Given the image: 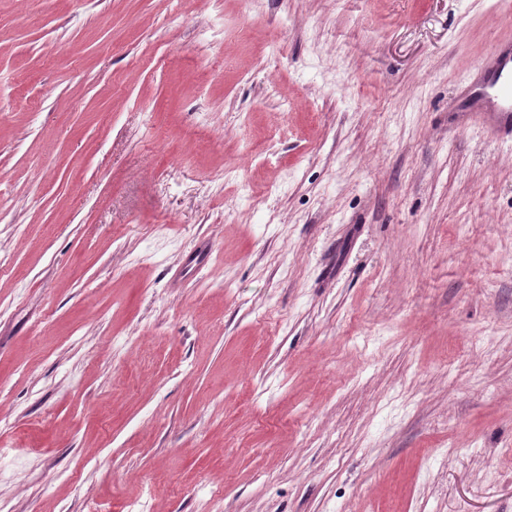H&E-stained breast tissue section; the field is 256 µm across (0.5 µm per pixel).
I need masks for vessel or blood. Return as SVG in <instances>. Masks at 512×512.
<instances>
[{
  "label": "vessel or blood",
  "instance_id": "b4317fda",
  "mask_svg": "<svg viewBox=\"0 0 512 512\" xmlns=\"http://www.w3.org/2000/svg\"><path fill=\"white\" fill-rule=\"evenodd\" d=\"M477 71L465 94L469 111L485 113L498 133L512 136V40L494 43Z\"/></svg>",
  "mask_w": 512,
  "mask_h": 512
}]
</instances>
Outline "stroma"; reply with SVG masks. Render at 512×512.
I'll use <instances>...</instances> for the list:
<instances>
[{
  "label": "stroma",
  "mask_w": 512,
  "mask_h": 512,
  "mask_svg": "<svg viewBox=\"0 0 512 512\" xmlns=\"http://www.w3.org/2000/svg\"><path fill=\"white\" fill-rule=\"evenodd\" d=\"M499 0H0V512H512ZM477 71L465 94L469 112H484L498 133L512 136V40L494 43Z\"/></svg>",
  "instance_id": "obj_1"
}]
</instances>
